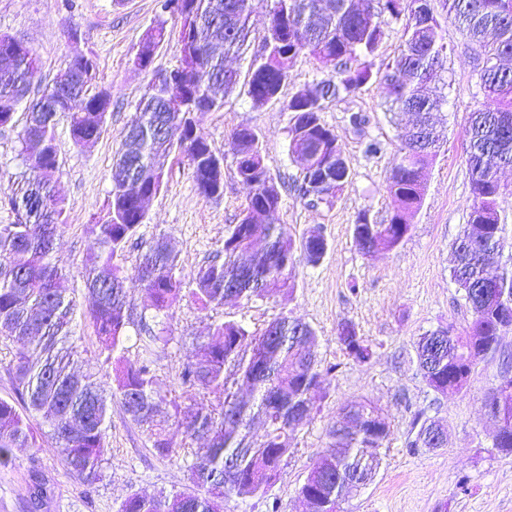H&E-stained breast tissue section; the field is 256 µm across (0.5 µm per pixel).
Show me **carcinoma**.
Listing matches in <instances>:
<instances>
[{
    "label": "carcinoma",
    "mask_w": 512,
    "mask_h": 512,
    "mask_svg": "<svg viewBox=\"0 0 512 512\" xmlns=\"http://www.w3.org/2000/svg\"><path fill=\"white\" fill-rule=\"evenodd\" d=\"M181 22L180 65L172 70L183 106L170 104L165 86L140 99L139 115L127 131L112 170L106 216L90 225L99 252L86 264V290L93 299L89 316L106 361L113 364L109 383L92 373L73 369L76 351L70 344L75 301L59 288L64 279L52 262L58 248V224L63 201L56 196L58 162L56 118L65 114L77 144L100 133L112 96L87 95L96 78V63L86 60L85 80L74 85L65 69L29 99L39 72L31 51L10 52L15 38L0 35V126L14 113L2 108L29 101L19 140L23 176L10 198L17 222L0 224V340L15 352L9 362L17 400L0 399V461L14 448L35 441L31 420L45 424L54 449L68 468L91 485L99 480L105 456L106 430L112 401L135 423L146 428L152 448L166 458L191 459L190 485L182 490L147 496L127 495L120 512H224V499L235 495H266L289 451L290 436L303 424L298 410L314 404L312 395L329 384L331 369L320 367L319 336L307 323L288 316L273 321L280 335L253 333L236 322H217L198 344L197 358L181 372L190 388L224 397L218 405L191 414L176 410L181 443L155 423L156 400L162 398L149 361H132L124 346L129 328L145 349L168 347L174 340L168 323L158 320L189 293L202 308L224 306L226 285H235L234 298L251 301L288 286V275L302 256L316 265L327 242L320 228H311L295 241L284 225L275 223L281 194L263 164L260 136L253 129L232 131L235 173L247 204L238 223L224 238L223 261L200 266L185 280L177 256L159 238L142 254L135 279L145 292V311L134 318L127 300V276L122 265L127 244L146 219L139 193L160 190L166 164L173 154L186 158L200 193L204 182L224 180L213 171L212 150L196 133L200 117L224 106L239 83L235 70L224 68V56L248 53L252 17L264 8L268 23L258 49L251 54L248 95L255 106L277 98L298 57L309 55L331 74L292 96L282 106L288 119L289 149L294 160L309 150L316 135L327 134L318 165L334 169L335 181L314 196L313 172L299 167V196L312 206L330 204L351 178L342 144L321 118L326 101L355 93L372 79L386 83V111L413 113L415 120L402 133L399 155L387 178L386 191L398 202L387 224L354 226L362 251L392 250L411 229L422 207L429 169L444 138L434 114L447 104L444 28L430 0H367L359 9L353 0H167ZM451 20L476 51V76L484 101L469 113L468 166L473 203L462 234L454 244L451 280L472 311L463 335L449 330L419 337L415 350L428 386L446 395L461 391L485 357L496 353L501 333L512 327V267L490 268L504 250L498 199L512 188L498 173L512 167V70L496 62L512 58V0H448ZM402 26L396 57L375 64L376 52L392 24ZM165 39L164 25L150 28L141 39L140 57L152 59ZM264 199L265 223L252 224V210ZM262 240L265 248L253 251ZM339 340L346 353L367 361L372 346L344 325ZM498 412L504 426L493 448L512 452V375L497 384ZM259 418L264 432L250 435V422ZM444 426L423 420L407 447H432L431 438ZM390 429L377 406L357 401L342 409L328 436L330 442L317 468L299 489L306 512H338L340 504L374 480L383 460Z\"/></svg>",
    "instance_id": "cac0c4a2"
}]
</instances>
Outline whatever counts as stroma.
Returning <instances> with one entry per match:
<instances>
[{
	"label": "stroma",
	"mask_w": 512,
	"mask_h": 512,
	"mask_svg": "<svg viewBox=\"0 0 512 512\" xmlns=\"http://www.w3.org/2000/svg\"><path fill=\"white\" fill-rule=\"evenodd\" d=\"M164 23L165 41L148 67L134 58L145 31ZM79 40H71L70 31ZM0 34L24 42L40 62L35 81L49 82L74 54L93 58L97 78L89 94L108 90L112 107L97 136L75 144L67 117H59L55 148L59 163L56 190L64 201L60 245L54 260L66 273L62 283L80 311L75 320V367L108 376L106 362L86 315L91 305L84 267L97 251L90 226L106 212L114 158L123 136L135 120L137 105L158 73L179 64L180 22L163 11L160 0H0ZM448 103L441 114L447 138L431 166L425 200L411 221V230L394 250H358L353 229L358 214L369 223H387L396 204L387 194L386 178L396 159L399 128L385 112L384 89L371 81L340 101L327 102L322 119L344 147L351 178L333 205L309 207L294 189L298 173L288 153L289 115L282 104L297 91L322 77L310 56L299 57L277 100L254 107L247 93L248 58H227V67L240 73L236 92L223 108L205 113L198 133L224 159V190L220 197L202 195L186 162L170 159L160 191L147 203V217L126 252V271H134L139 257L157 238L177 253L184 273L222 258L224 238L246 204L235 175L230 132L240 125L254 129L262 142L264 165L281 192L276 218L294 237L319 224L327 253L315 266L296 265L290 288L251 302L226 301L203 311L184 297L170 319L174 341L152 352V368L165 401L158 421L173 427L171 398L182 407L217 405L211 393L186 399L181 384L183 366L196 357L197 344L213 323L234 320L248 330L264 328L287 315L311 325L320 337L318 358L333 374L326 393L315 396L313 414L293 434L279 476L266 497L224 501V512H304L298 491L317 466L328 442V431L340 408L369 400L390 422L383 464L374 480L342 502L340 512H512V455L492 448L493 423L485 408L487 391L504 371H512V329L505 330L495 354L480 362L467 387L447 396L437 394L422 377L415 343L424 333L449 329L461 334L472 314L451 280V249L468 220L472 203L466 157L468 114L482 96L474 72V51L454 25H446ZM362 116L354 126L353 116ZM24 111L0 127V224L16 222L7 203L21 179L19 133ZM381 151L366 152L369 141ZM353 323L359 336L373 346L370 361L349 358L336 336L340 323ZM441 421L448 430L440 448H410L417 416ZM108 450L100 481L86 485L62 458L39 437L36 445L17 448L8 466H0V512H118L131 493L153 494L188 484L183 460L158 456L146 431L130 421L120 405H113L107 428ZM43 482L46 494L32 505L27 487Z\"/></svg>",
	"instance_id": "obj_1"
}]
</instances>
